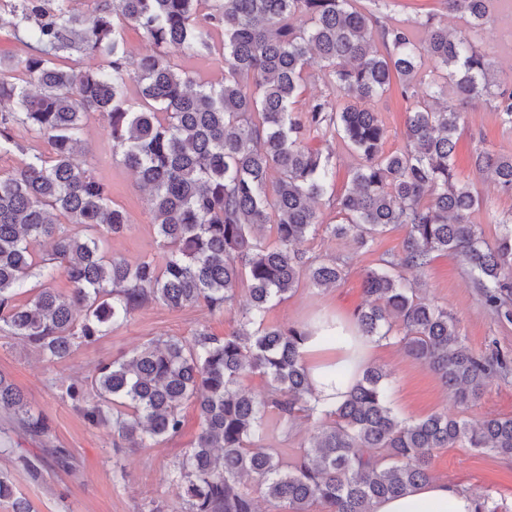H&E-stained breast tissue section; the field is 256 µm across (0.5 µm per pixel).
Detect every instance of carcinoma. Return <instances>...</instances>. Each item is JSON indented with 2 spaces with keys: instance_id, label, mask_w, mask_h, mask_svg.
Instances as JSON below:
<instances>
[{
  "instance_id": "carcinoma-1",
  "label": "carcinoma",
  "mask_w": 512,
  "mask_h": 512,
  "mask_svg": "<svg viewBox=\"0 0 512 512\" xmlns=\"http://www.w3.org/2000/svg\"><path fill=\"white\" fill-rule=\"evenodd\" d=\"M467 17L453 34L432 15L392 20L395 0H0V28L28 39L32 51L0 53V153L27 154L0 175V339H18L49 364L107 335L141 307L204 305L221 313L247 284L249 306L224 336L205 329L191 341L160 336L121 360L73 382L69 395L84 420L112 431L116 448H147L180 432L182 406H196L200 431L173 463L178 499L171 512H373L374 502L432 479L436 448H468L512 456V416L480 421L445 413L404 419L390 405V383L377 366L351 380L339 365L332 376L348 385L344 399L324 409L311 388L300 345L305 326H268V305L306 280L338 286L345 263L309 256L302 246L322 230L373 246L390 227H403L401 251L365 270L372 298L355 314L368 339L400 336L407 354L432 369L462 405L485 381L512 376V357L477 355L464 346L444 308L419 297L402 274L422 271L437 252L458 258L494 313L512 320V212L494 214L502 227L494 244L470 220L482 200L456 177V133L463 104L484 96L512 127V80L495 77L480 32L493 21L488 0H447ZM142 29L150 49L130 63L122 31ZM425 29L426 43L418 40ZM219 50L224 78L204 83L175 63L180 56ZM74 52L100 59L96 67L64 65ZM309 78L328 93L296 107ZM424 85L407 111L406 144L384 150L387 131L368 102L398 87L405 98ZM135 86L139 109L127 98ZM107 116L112 154L147 191L162 260L134 264L108 254L106 244L128 228L125 210L80 160L85 119ZM24 127L51 153H28L14 136ZM340 137L361 159L349 187L332 196L341 221L322 224L316 204L335 185L333 154L313 149L318 135ZM474 171L512 194V156L479 150ZM270 224L275 245L261 241ZM51 252L36 255L34 242ZM67 279L71 296L52 288ZM35 280L38 291L18 303ZM268 379L255 396L242 382ZM0 411L47 446L49 420L0 376ZM286 429L304 416L310 447L293 466L259 444L270 412ZM16 463L37 481L38 458ZM12 512H32L0 472V499Z\"/></svg>"
}]
</instances>
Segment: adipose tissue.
I'll return each instance as SVG.
<instances>
[{
    "instance_id": "ef3b65f1",
    "label": "adipose tissue",
    "mask_w": 512,
    "mask_h": 512,
    "mask_svg": "<svg viewBox=\"0 0 512 512\" xmlns=\"http://www.w3.org/2000/svg\"><path fill=\"white\" fill-rule=\"evenodd\" d=\"M334 344L324 342L323 332H312L302 342L300 352L308 368L315 396L324 404L340 401L345 386L333 383L334 367L349 364L353 375H360L370 363L373 343L361 336L355 323L339 319L332 329ZM477 498L445 480H433L407 493L379 500L375 512H477Z\"/></svg>"
}]
</instances>
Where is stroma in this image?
Masks as SVG:
<instances>
[{
  "label": "stroma",
  "instance_id": "1",
  "mask_svg": "<svg viewBox=\"0 0 512 512\" xmlns=\"http://www.w3.org/2000/svg\"><path fill=\"white\" fill-rule=\"evenodd\" d=\"M489 9L495 19L481 31L480 42L495 65L497 78L506 79L512 77V12L502 9L499 0H489ZM372 106L385 122L386 150L402 148L408 101L394 89L374 100ZM465 110L467 119L459 130L455 168L458 177L472 182L484 200L471 219L480 224L486 240L492 243L501 229L491 223L490 216L512 211V196L479 180L471 166V156L479 149L512 155V129L502 125L487 98L470 99ZM84 139V162L106 185L113 204L124 209L130 218L128 230L112 238V254L131 263L161 257L148 197L138 187L132 171L113 157L107 120L100 113L88 116ZM404 237V229L389 230L377 238L371 252L357 249L350 240L322 232L309 237L305 243L308 254L340 258L347 265L345 279L334 288L299 286L284 299L269 304L266 324L284 326L318 316L354 318L356 311L370 302L363 291L365 269L374 265L379 253L400 251ZM420 282L421 296L448 310L469 350L476 354L495 350L512 354V321L482 304L464 265L457 259L436 254ZM248 299L247 291H239L235 309L223 313L210 312L200 305L178 311L154 303L146 305L126 322L115 325L107 336L80 345L66 360L53 365L25 349L18 340H0V375L16 384L32 408L51 420L53 448L67 449L74 462L73 470H64L57 465L53 448L42 447L22 433L4 431L6 418L0 413V446H20L42 460L43 478L34 481L16 467L11 457L0 455V471L10 472L18 495L30 502L33 512H149L152 507L171 504L177 490L170 481V469L191 447L199 430L194 405L184 406L185 423L179 434L150 448L117 450L112 446L109 429L90 427L75 410L66 386L72 378L92 375L98 363L119 358L159 336L188 338L201 327L218 336L230 333L237 326L239 308L245 307ZM373 363L389 373L392 406L400 417L419 419L445 413L478 421L512 416V378L487 381L477 399L461 405L433 371L405 353L398 337L376 342ZM429 468L434 478L485 499L495 512H512V458L457 445L434 450Z\"/></svg>",
  "mask_w": 512,
  "mask_h": 512
}]
</instances>
